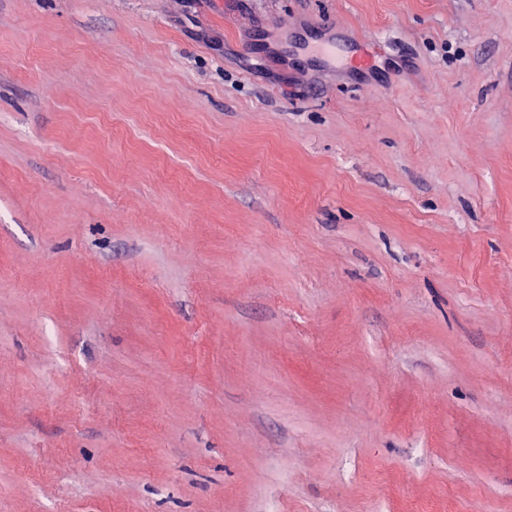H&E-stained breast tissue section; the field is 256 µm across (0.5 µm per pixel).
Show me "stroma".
I'll use <instances>...</instances> for the list:
<instances>
[{
    "instance_id": "35a3bbf8",
    "label": "stroma",
    "mask_w": 512,
    "mask_h": 512,
    "mask_svg": "<svg viewBox=\"0 0 512 512\" xmlns=\"http://www.w3.org/2000/svg\"><path fill=\"white\" fill-rule=\"evenodd\" d=\"M0 512H512V0H0Z\"/></svg>"
}]
</instances>
